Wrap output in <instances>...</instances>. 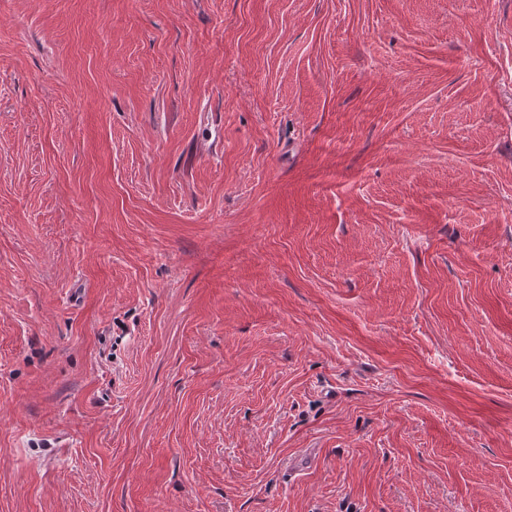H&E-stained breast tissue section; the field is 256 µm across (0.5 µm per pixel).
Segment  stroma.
Here are the masks:
<instances>
[{
    "label": "stroma",
    "instance_id": "35a3bbf8",
    "mask_svg": "<svg viewBox=\"0 0 512 512\" xmlns=\"http://www.w3.org/2000/svg\"><path fill=\"white\" fill-rule=\"evenodd\" d=\"M0 512H512V0H0Z\"/></svg>",
    "mask_w": 512,
    "mask_h": 512
}]
</instances>
